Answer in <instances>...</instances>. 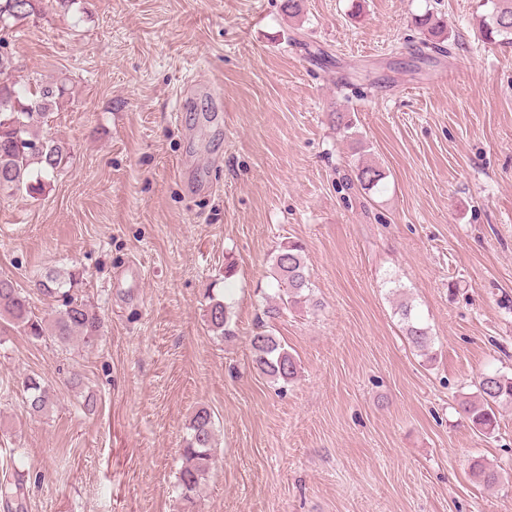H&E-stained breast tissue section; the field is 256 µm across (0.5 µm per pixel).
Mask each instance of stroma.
Returning <instances> with one entry per match:
<instances>
[{
  "mask_svg": "<svg viewBox=\"0 0 512 512\" xmlns=\"http://www.w3.org/2000/svg\"><path fill=\"white\" fill-rule=\"evenodd\" d=\"M490 10L72 0L14 27V78L66 84L43 129L70 154L43 192L0 195V277L42 316L58 301L35 281L78 272L104 327L65 348L0 330V476L26 480L13 512H180L201 407L218 445L199 512H512V405L490 436L458 413L484 369L512 373V46L484 40ZM427 12L450 52L424 62ZM364 162L380 190L357 181ZM285 241L312 283L272 323L299 366L287 384L249 345ZM132 262L139 288L115 287ZM226 285L229 341L205 316ZM405 302L431 356L404 336ZM27 375L48 412H29ZM357 181L369 191H377L383 185L385 174L381 168L373 163H362L357 167Z\"/></svg>",
  "mask_w": 512,
  "mask_h": 512,
  "instance_id": "35a3bbf8",
  "label": "stroma"
}]
</instances>
